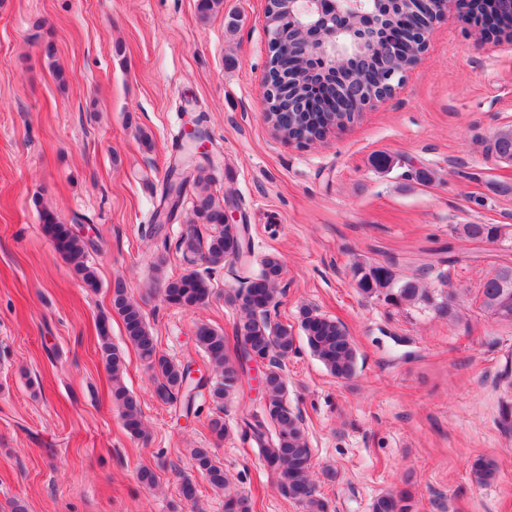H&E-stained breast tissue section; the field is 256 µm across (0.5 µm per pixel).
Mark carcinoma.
<instances>
[{
  "label": "carcinoma",
  "instance_id": "1",
  "mask_svg": "<svg viewBox=\"0 0 512 512\" xmlns=\"http://www.w3.org/2000/svg\"><path fill=\"white\" fill-rule=\"evenodd\" d=\"M461 8L468 14L486 11L512 10V0H462ZM373 53L354 77L375 90H380L381 76L374 67ZM310 75L300 71L291 76L272 112L278 114L282 129L293 137L308 140L322 137L326 127L336 124L344 116L328 112L306 115L296 111L297 102L307 92ZM494 157L512 160V129L497 133L487 146ZM181 168L171 166L166 179L161 204L153 220L161 219L162 208L179 206L170 199L180 191L182 183H190L195 190L192 224L182 235L178 249L187 259L188 268L177 278L167 281L165 300L185 309H196L209 302L214 294L210 272L224 267V263H245L252 255V242L248 225L238 228L224 227V204L210 192L211 176L203 166L196 165L190 177L180 179ZM46 234L55 250L70 265L85 287L92 290L99 283L93 267L87 263V253L93 242L75 234L60 223L48 208L41 215ZM211 229L202 238L197 225ZM464 232L472 240L495 243L501 237V228L493 224H467ZM206 265V271L196 269L197 262ZM259 274L246 278L244 285L225 293L224 301L240 312L234 326V346H229L224 332L206 323L197 325L195 344L207 356L215 380L209 389L211 401L219 409L229 397L244 392L249 383L247 361L253 357L267 360L264 390L260 409L245 421L243 438L261 449L263 460L278 480L282 494L299 505L304 512H328L329 505L321 497L312 478L311 453L308 448L302 417L288 402V376L286 361L298 353L297 333H302L306 344L325 368L334 376L349 379L356 373V349L346 328L315 309L304 305L298 311V326L274 321L271 309L276 307L284 265L280 256L270 253L261 260ZM353 275L360 293L367 298H384L394 305L412 304L420 300L432 302L421 288L416 275L400 278L388 264L358 263ZM481 308L495 321L512 326V265L499 263L487 274L481 291ZM112 309L122 319L126 338L139 353L155 384V394L166 404H180L184 416L196 414V389L202 379L192 376L191 363L175 362L161 353L146 315L139 303L127 293L120 280L112 287ZM435 315L450 323L459 320L451 300L433 302ZM99 350L112 380V398L120 409L125 429L136 438L146 436L142 412L138 401L124 383V361L111 342L109 318L104 316L98 324ZM191 469L201 474L212 489L224 492V512H255V502L229 488V477L223 465L207 448H193L189 452ZM498 465L491 458H478L471 466V474L480 485L493 481ZM412 494L408 490L386 492L375 497L370 512H413Z\"/></svg>",
  "mask_w": 512,
  "mask_h": 512
}]
</instances>
